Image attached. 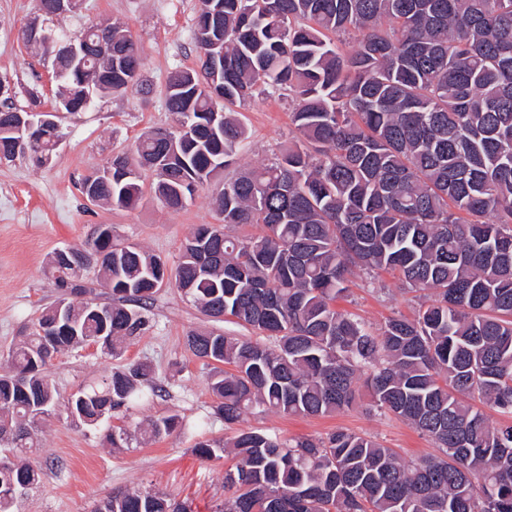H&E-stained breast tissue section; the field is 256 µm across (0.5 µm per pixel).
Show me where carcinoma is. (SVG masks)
<instances>
[{"label":"carcinoma","mask_w":512,"mask_h":512,"mask_svg":"<svg viewBox=\"0 0 512 512\" xmlns=\"http://www.w3.org/2000/svg\"><path fill=\"white\" fill-rule=\"evenodd\" d=\"M36 0L32 23L55 16ZM224 43V68L200 69L222 100L200 87L198 70L172 73L168 111L187 122L174 143L144 134L83 179L97 203L134 208L151 193L180 210L234 163L246 130L235 107L266 93L294 100V136L274 161L224 182L219 225L197 228L171 268L117 239L90 238L50 267L60 297L8 354L0 375V447L32 448L39 421L57 407L47 366L63 350L140 335L143 303L174 283L213 319L235 318L258 334L241 339L193 331L190 350L211 367L215 414L227 425L257 407L332 416L364 381L372 406L409 422L439 455L412 464L371 436L337 429L282 439L239 431L195 445L204 459L235 450L216 512H512V422L494 426L471 400L512 417V0H199L196 20ZM112 31V63L97 25L75 39L82 65L54 56L62 108H86L96 89L122 93L142 59L131 34ZM355 42L345 53L339 43ZM26 111L0 106V162L52 159L57 125L22 142L11 133ZM140 176L125 178L130 162ZM112 176H107V169ZM153 175L145 184L143 173ZM256 224L250 237L228 226ZM101 272L118 303L75 302L82 280ZM388 271L427 301L410 318L374 332L336 308L350 278ZM231 365L229 373L221 366ZM136 363L64 404L86 425L112 418L155 391ZM179 427L174 414L148 423L153 439ZM41 482L28 462L0 467V512ZM92 512H188L159 492L118 490Z\"/></svg>","instance_id":"carcinoma-1"}]
</instances>
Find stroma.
<instances>
[{
  "label": "stroma",
  "instance_id": "stroma-1",
  "mask_svg": "<svg viewBox=\"0 0 512 512\" xmlns=\"http://www.w3.org/2000/svg\"><path fill=\"white\" fill-rule=\"evenodd\" d=\"M197 10L198 0H82L80 13L55 18V28L69 38L90 23H117L128 30L141 49V85L121 94L98 92L86 110L60 112L61 143L45 166L21 158L0 164V374L9 370V349L58 295L49 268L54 249L83 245L98 225L107 224L113 237L177 265L183 242L198 225L220 223L215 198L225 180L269 163L287 146L292 102L280 93L263 96L238 109L247 138L234 164L199 189L184 209L174 212L150 199L132 209L111 208L82 196V180L112 153L131 149L151 130L177 127V115L165 106L166 81L174 69L196 64L192 30ZM34 15L35 0H0V78L13 104L41 112L54 109L62 88L50 62L19 37ZM339 305L374 330L388 317L412 316L417 307L412 294L387 274L373 285L356 280ZM147 315L148 328L122 342L118 356L85 345L53 358L48 375L63 401L112 369L140 362L151 364L161 390L96 427L78 424L62 412L43 423L37 446L27 455L41 467L42 480L23 500L21 512H89L100 498L126 489L161 492L187 502L191 512H214L224 502V471L234 457L204 461L193 448L202 440L227 439L237 428L286 439L342 428L376 437L406 461L437 453L434 443L407 422L371 409L365 393L332 416L249 412L236 428H228L214 413L209 369L187 348L186 337L212 329L247 338L250 330L231 318L208 319L172 284L149 301ZM168 414L180 416L181 431L155 441L145 438L147 421ZM118 427L129 434L122 448L107 439Z\"/></svg>",
  "mask_w": 512,
  "mask_h": 512
}]
</instances>
